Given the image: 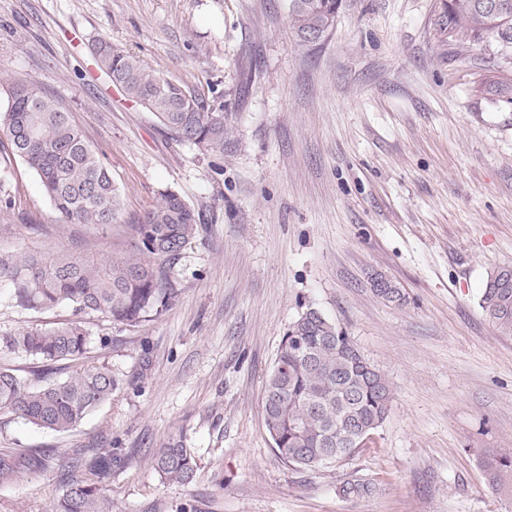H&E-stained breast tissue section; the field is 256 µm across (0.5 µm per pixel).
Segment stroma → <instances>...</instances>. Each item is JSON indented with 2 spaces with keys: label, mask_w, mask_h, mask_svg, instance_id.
Returning a JSON list of instances; mask_svg holds the SVG:
<instances>
[{
  "label": "stroma",
  "mask_w": 512,
  "mask_h": 512,
  "mask_svg": "<svg viewBox=\"0 0 512 512\" xmlns=\"http://www.w3.org/2000/svg\"><path fill=\"white\" fill-rule=\"evenodd\" d=\"M439 0H347L326 40L301 42L288 0H0V113L20 82L71 112L121 194L107 226L64 222L0 132V253H120L160 192L203 215L171 269L177 301L136 326L85 316L122 379L73 431L0 417V452L47 468L0 484V512H48L69 476L115 512H512L483 458L512 448V336L486 318L488 273L512 264V104L481 92L489 46L440 45ZM110 41L222 103L223 154L176 142L96 68ZM385 278L402 303L374 290ZM0 278V336L73 318L18 307ZM390 382L388 416L349 459L296 468L264 424L263 385L308 307ZM183 439L188 485L156 448ZM106 477L92 464L109 451ZM371 487L346 496L347 480ZM196 467L191 448H187L182 439L173 440L156 450L154 469L168 483L190 484L195 477Z\"/></svg>",
  "instance_id": "1"
}]
</instances>
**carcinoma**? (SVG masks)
<instances>
[{
    "label": "carcinoma",
    "instance_id": "1",
    "mask_svg": "<svg viewBox=\"0 0 512 512\" xmlns=\"http://www.w3.org/2000/svg\"><path fill=\"white\" fill-rule=\"evenodd\" d=\"M289 2L291 27L301 37L334 26L344 0ZM435 27L444 44L481 46L491 38L506 56L512 53V0H441ZM94 56L126 97L153 112L176 141L224 152L230 133L224 105L207 103L107 41L96 44ZM482 87L497 100L512 103L511 77L491 76ZM0 129L11 154L36 173L44 195L64 220L102 226L117 218L119 192L109 169L70 113L35 83L13 91L8 110L0 113ZM199 224L195 208L166 190L131 225L120 256H0V277L10 279L18 306L47 311L66 304L75 315L59 326L0 336V348L22 352L40 364L32 385L13 369L0 367V416L66 433L109 400L121 384L109 364H93L63 379L49 377L52 365L87 354L85 315L100 314L126 326L162 316L179 294L170 277L172 263ZM479 306L501 333L512 335L511 264L488 273ZM263 401L265 426L278 454L294 467L313 468L342 462L361 448L386 419L392 389L345 331L309 307L283 336ZM42 466L44 459L32 450L0 452V483ZM483 466L489 486L512 495V448L488 455ZM154 469L162 480L186 485L195 477L196 461L183 440H173L156 450ZM50 512H112V500L95 483L73 477Z\"/></svg>",
    "mask_w": 512,
    "mask_h": 512
}]
</instances>
